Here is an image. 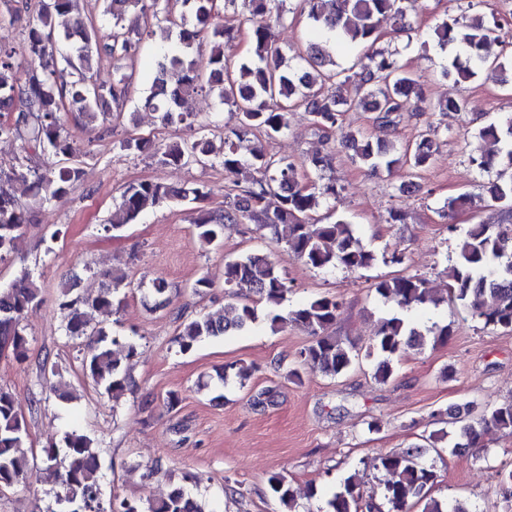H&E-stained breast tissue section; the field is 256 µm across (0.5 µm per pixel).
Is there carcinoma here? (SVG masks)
<instances>
[{
  "label": "carcinoma",
  "instance_id": "1",
  "mask_svg": "<svg viewBox=\"0 0 512 512\" xmlns=\"http://www.w3.org/2000/svg\"><path fill=\"white\" fill-rule=\"evenodd\" d=\"M75 0H0V22L20 12L34 15L26 29L22 49L0 43V108L15 116L0 121V139L19 140L24 148L54 161L28 169H0V261L22 249L25 227L34 221L36 210L67 194L79 182L82 170L74 163L75 150L63 120V113L78 116L85 124L99 120L101 110L111 104L122 110L133 85V73L121 62L132 60L151 36V26L166 25L167 36L174 37L170 50L157 62L156 74L140 98L141 106L155 114L165 126L183 125L193 131L188 139L159 144L146 137L127 134L120 148L132 154L155 156L168 166H186L216 161L235 186L228 194L224 211H199L194 220L198 238L213 244L220 241L226 224H252L306 265L319 270L342 267L350 271L368 270L376 265L377 255L359 244L351 225L339 219L329 224H308L306 219L323 200L336 199L341 188L323 181L332 166L331 152H316L306 159L313 180H299L294 161L267 155L262 138L272 139L288 133V113L302 108L313 117L316 132L326 142L341 128L342 113L360 109L376 114L380 125L396 124L404 102L416 98L424 102L419 81L401 64L397 54L374 48L381 22L389 17L398 21V30L413 27L404 21L400 0H298L314 33L363 51L352 68L358 69V83L348 89L347 69L336 67L322 43L309 40L296 53L297 65L285 63L275 45L273 28L285 20L284 0H184L186 12L178 22L168 18L164 0H101L103 9L97 20H68ZM233 10L239 22L250 25V51L236 63L224 55V44L234 41L240 26L222 20V12ZM512 21L494 14H477L461 27L448 17L433 29L440 49L457 46L460 54L448 59L442 74L465 83L482 67L505 68L489 48L499 40L498 32ZM209 40L205 60L200 47ZM117 65L112 82L94 79V67L101 57ZM217 94L236 123L224 131L221 145L209 137V124L198 119L186 104L203 91ZM464 97H451L426 103L427 112L467 111ZM480 138L496 146L491 152L478 150L471 163L480 170L500 168L497 178L486 186L489 198L512 211V115H506L480 130ZM336 144L352 151L353 163L377 173L407 164L414 170L427 167L435 153V142L424 137L414 150H396L386 141L372 143L355 133H343ZM251 174L250 185L241 189L237 176ZM30 181L32 203L21 204L6 188L17 178ZM204 183L186 188H171L154 181L132 182L124 186L104 230L119 231L138 221L149 207L165 202L197 203L209 197ZM274 195L277 205L266 204ZM512 226L474 224L460 239L457 258L448 268V295L467 308L485 326L512 332ZM109 284L95 296H73L65 286L59 299L64 314L65 333L83 338L86 354L85 374L107 394L119 396L128 379L123 362L137 353L135 342L109 336L103 329H89L93 312L113 311L123 278L109 271ZM224 282L229 288L224 308L214 314L186 319L177 337L181 353H188L207 339L248 329L258 318L257 304L264 305L270 326L294 324L304 329L312 341L297 354L288 377L301 380L303 374L318 372L336 377L348 371L359 359V349L349 340L331 332L342 308L335 296H319L281 314L290 288L274 261L266 253L253 251L226 264ZM378 296L398 308V312L379 318L373 342L365 357L374 360V379L385 383L394 375L393 362L407 350L421 347L426 336L446 342L448 327L426 331L416 327L405 313L443 302L433 293L428 281L418 275H393L373 284ZM150 294L155 307L169 305V284L163 277L152 281ZM42 304L38 281L26 269L11 282L0 285V349H11L20 361L27 358L28 340L23 320ZM244 368L230 363L218 382L236 381L245 385ZM512 433V400L485 408L475 421L465 423L448 442L452 453L480 447L482 436L490 431ZM28 422L14 395L0 388V488H11L26 481L30 462L25 451ZM425 449L405 448L398 453L380 455L365 462L392 476L385 487V504L363 499L359 473L347 476L320 512H408L410 506L424 503L422 512H445L429 491L436 482L434 470L421 462ZM40 468L45 482L58 488V501L65 512H101L99 464L93 441L82 431L63 434L61 444L49 443L41 449ZM267 489L285 512H296V493L288 477L273 472ZM110 512H204L201 503L183 488L167 496L141 502L115 499Z\"/></svg>",
  "mask_w": 512,
  "mask_h": 512
}]
</instances>
